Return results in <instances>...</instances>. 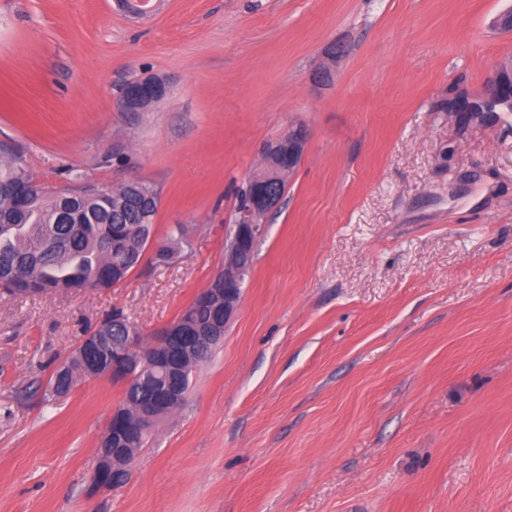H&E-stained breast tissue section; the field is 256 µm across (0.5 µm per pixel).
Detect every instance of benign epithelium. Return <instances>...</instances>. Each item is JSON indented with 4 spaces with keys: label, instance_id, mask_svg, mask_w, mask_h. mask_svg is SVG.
<instances>
[{
    "label": "benign epithelium",
    "instance_id": "1",
    "mask_svg": "<svg viewBox=\"0 0 512 512\" xmlns=\"http://www.w3.org/2000/svg\"><path fill=\"white\" fill-rule=\"evenodd\" d=\"M512 85V71L501 69L493 79L489 98L504 103V87ZM168 93L167 83L156 77L143 78L136 91L121 95L119 107L123 112H137L150 101L161 100ZM307 146V134L301 127L288 130L281 138L264 144L261 148L262 164L246 181L251 190L247 205L236 211L225 250L224 270L214 281L224 282V289L207 287L196 295L199 306L209 309L205 322H188L179 318L165 326L149 340L140 333H130L119 339L97 336V348L112 347V365L98 364L80 372L81 378L109 376L128 387L144 378L158 366L174 372H183L197 362V354L224 339V331L234 317L242 297V284L251 270L250 257L257 238L263 232L262 218L276 209L281 196L269 188L272 182L288 180L300 163ZM185 394L170 385H156L155 394L137 404L135 417L139 418L136 432L149 434L154 427L182 403ZM130 418L127 409L117 406L112 410V453L98 449V463L91 476L97 488L114 489L129 481L137 448L129 447L130 430L124 422ZM110 467L124 474L122 481L104 479L101 469Z\"/></svg>",
    "mask_w": 512,
    "mask_h": 512
}]
</instances>
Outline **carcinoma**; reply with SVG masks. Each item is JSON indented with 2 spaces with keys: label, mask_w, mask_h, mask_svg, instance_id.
I'll use <instances>...</instances> for the list:
<instances>
[{
  "label": "carcinoma",
  "mask_w": 512,
  "mask_h": 512,
  "mask_svg": "<svg viewBox=\"0 0 512 512\" xmlns=\"http://www.w3.org/2000/svg\"><path fill=\"white\" fill-rule=\"evenodd\" d=\"M24 177L31 178L25 158L1 148L0 186ZM158 206L159 194L138 195L125 186L102 192L86 186L71 196L43 187L23 205L0 193V288L23 296L112 287L135 269L136 260L118 257L103 242L114 235H149ZM61 210L72 212V223H55ZM101 360L95 348L80 344L71 369L55 372L51 387L69 390L76 384L73 370ZM151 392L152 383L140 382L124 390L121 404L137 403Z\"/></svg>",
  "instance_id": "obj_1"
}]
</instances>
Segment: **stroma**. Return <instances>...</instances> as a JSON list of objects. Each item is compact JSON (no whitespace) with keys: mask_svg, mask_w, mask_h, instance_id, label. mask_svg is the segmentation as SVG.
Masks as SVG:
<instances>
[{"mask_svg":"<svg viewBox=\"0 0 512 512\" xmlns=\"http://www.w3.org/2000/svg\"><path fill=\"white\" fill-rule=\"evenodd\" d=\"M0 0V143L160 196L127 279L0 293V512H512V0ZM343 54L317 77L332 48ZM147 76L169 94L119 112ZM308 145L264 219L224 340L125 487L90 483L124 388L59 363L112 311L142 336L224 267L261 147Z\"/></svg>","mask_w":512,"mask_h":512,"instance_id":"stroma-1","label":"stroma"}]
</instances>
